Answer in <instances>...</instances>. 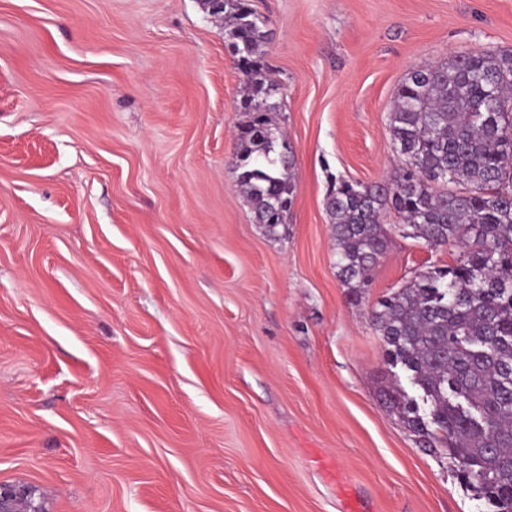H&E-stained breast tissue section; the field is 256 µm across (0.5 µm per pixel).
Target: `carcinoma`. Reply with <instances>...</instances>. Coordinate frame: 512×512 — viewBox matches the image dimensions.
<instances>
[{
    "label": "carcinoma",
    "mask_w": 512,
    "mask_h": 512,
    "mask_svg": "<svg viewBox=\"0 0 512 512\" xmlns=\"http://www.w3.org/2000/svg\"><path fill=\"white\" fill-rule=\"evenodd\" d=\"M224 23L250 115L237 134V186L255 222L279 238L295 157L272 117L275 87L252 61L266 19L245 0H224ZM388 120L404 161L394 178L342 180L325 196L338 276L359 301L390 242L387 207L427 245L462 249L457 263L420 272L372 312L387 363L401 365L427 411L396 378L379 397L421 447L446 449L487 512H512V52L409 70Z\"/></svg>",
    "instance_id": "carcinoma-1"
}]
</instances>
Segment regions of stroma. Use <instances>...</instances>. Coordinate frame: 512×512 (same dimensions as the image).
Wrapping results in <instances>:
<instances>
[{"instance_id": "obj_1", "label": "stroma", "mask_w": 512, "mask_h": 512, "mask_svg": "<svg viewBox=\"0 0 512 512\" xmlns=\"http://www.w3.org/2000/svg\"><path fill=\"white\" fill-rule=\"evenodd\" d=\"M295 156L281 239L239 194L242 74L204 0H0V483L45 512H486L381 404L377 301L324 205L391 180L408 70L512 51V0H250Z\"/></svg>"}]
</instances>
